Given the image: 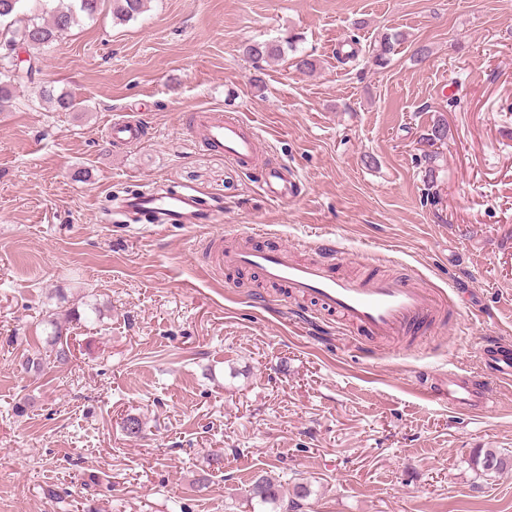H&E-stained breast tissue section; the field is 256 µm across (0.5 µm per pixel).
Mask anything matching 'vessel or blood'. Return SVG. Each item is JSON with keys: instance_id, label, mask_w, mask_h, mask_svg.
I'll list each match as a JSON object with an SVG mask.
<instances>
[{"instance_id": "vessel-or-blood-1", "label": "vessel or blood", "mask_w": 512, "mask_h": 512, "mask_svg": "<svg viewBox=\"0 0 512 512\" xmlns=\"http://www.w3.org/2000/svg\"><path fill=\"white\" fill-rule=\"evenodd\" d=\"M183 118L198 134L203 146L224 153L241 168L261 169L264 190L270 198L291 200L296 197L297 184L286 168L261 163V141L253 125L241 116L195 109L185 112ZM108 134L116 144L129 147L144 140L147 130L139 120L119 118L109 123ZM120 213L129 223L193 227L222 223L224 202L219 198L203 200L187 188L171 193L141 189L125 196ZM208 247L210 271L255 270L267 283L315 299L320 308L339 314L364 336L374 340L397 336L422 324L440 306L434 290L410 276H336L328 272L322 258L298 260L281 245L228 249L223 238L213 237ZM484 342V374L466 376L454 371L448 374L447 398L453 409L472 412L492 408L496 395L489 385L490 379L512 378V353L502 350L501 338L488 336Z\"/></svg>"}]
</instances>
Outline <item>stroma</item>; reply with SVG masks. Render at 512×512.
<instances>
[{
  "mask_svg": "<svg viewBox=\"0 0 512 512\" xmlns=\"http://www.w3.org/2000/svg\"><path fill=\"white\" fill-rule=\"evenodd\" d=\"M288 37L282 61L243 53ZM40 57L78 106L21 85L0 112V512H259L258 474L309 485L301 512H512V470L473 464L512 455V387L479 416L443 396L483 337L512 341V0H151L126 22L103 0ZM196 107L251 123L298 197L203 147ZM116 115L146 140L115 146ZM137 187L223 197L224 221L124 227ZM259 229L303 256L330 239L339 274L416 277L447 320L374 346L253 270L202 271L205 237ZM67 310L60 364L48 317ZM406 40L405 34L401 31H394L384 34L374 46L371 53V62L374 66L383 67L394 54L395 49Z\"/></svg>",
  "mask_w": 512,
  "mask_h": 512,
  "instance_id": "stroma-1",
  "label": "stroma"
}]
</instances>
